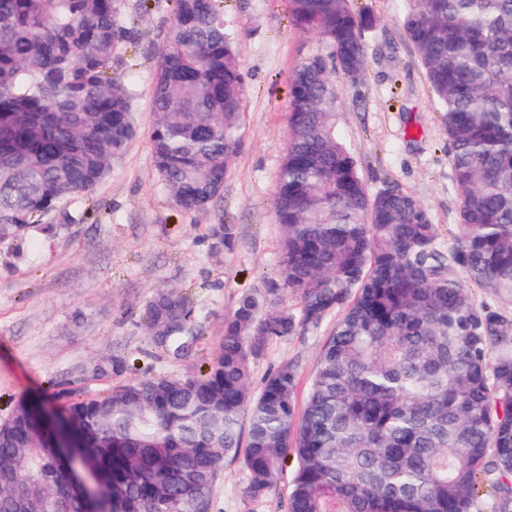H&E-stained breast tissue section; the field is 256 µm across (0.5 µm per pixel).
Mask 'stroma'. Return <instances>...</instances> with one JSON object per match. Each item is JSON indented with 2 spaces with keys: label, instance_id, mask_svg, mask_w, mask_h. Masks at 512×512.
I'll return each mask as SVG.
<instances>
[{
  "label": "stroma",
  "instance_id": "obj_1",
  "mask_svg": "<svg viewBox=\"0 0 512 512\" xmlns=\"http://www.w3.org/2000/svg\"><path fill=\"white\" fill-rule=\"evenodd\" d=\"M375 24L364 32L362 74L328 73L339 97L337 130L357 160L368 193L393 185L427 209L443 241L459 222L460 193L452 180L446 137L420 61L400 22L401 0H350ZM135 20L136 39L115 73L134 82L139 129L90 196L69 199L72 215L54 237L0 244V421L17 400H47L51 383L69 382L90 394L98 359L119 356L136 366L184 375L211 358L224 316L238 297L275 277L281 230L274 196L286 148L288 86L307 58L327 54L317 36L289 20L287 0H222L224 20L237 36L246 115L242 144L224 182V195L202 219L181 213L157 181L143 131L153 120L152 85L172 0H147ZM238 227L233 254L215 247L210 225ZM174 288L211 312L195 353L171 362L149 356L142 326L154 291ZM323 335L273 342L253 364L252 391L282 362L295 360L298 391L306 393ZM294 463L264 496L247 497L240 464L226 466L213 491V512H287Z\"/></svg>",
  "mask_w": 512,
  "mask_h": 512
}]
</instances>
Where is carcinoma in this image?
<instances>
[{
    "label": "carcinoma",
    "instance_id": "obj_1",
    "mask_svg": "<svg viewBox=\"0 0 512 512\" xmlns=\"http://www.w3.org/2000/svg\"><path fill=\"white\" fill-rule=\"evenodd\" d=\"M128 0H0V244L57 232L136 137L134 89L113 68L135 40ZM220 0H173L148 132L158 181L204 216L224 193L244 123L236 37ZM460 191L454 242L388 186L367 193L336 128L334 63L355 78L374 20L350 0H288L291 23L331 48L291 78L276 186L277 277L241 295L206 369L146 373L100 395L51 384L59 418L21 398L0 423V512H86L56 460L59 423L109 512H211L224 466L264 495L288 456V512H512V0H403ZM209 236L232 254L237 225ZM488 299L477 302L469 284ZM303 410L297 365L251 391L277 340L332 317ZM209 311L173 289L146 302L151 356L190 357ZM120 358L98 380L126 372ZM247 441H242V435Z\"/></svg>",
    "mask_w": 512,
    "mask_h": 512
}]
</instances>
